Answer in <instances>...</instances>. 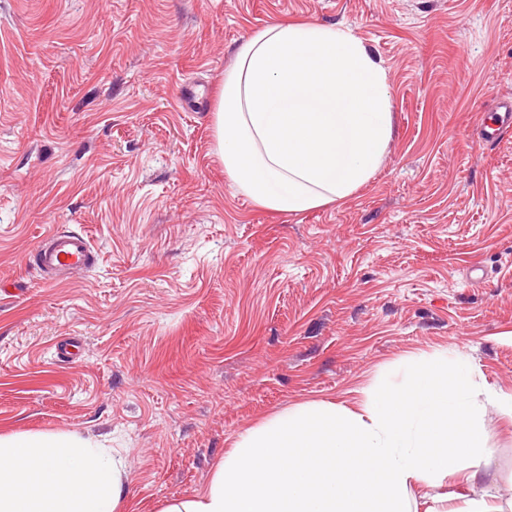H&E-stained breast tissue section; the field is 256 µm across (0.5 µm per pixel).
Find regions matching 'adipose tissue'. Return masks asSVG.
Masks as SVG:
<instances>
[{
  "label": "adipose tissue",
  "mask_w": 512,
  "mask_h": 512,
  "mask_svg": "<svg viewBox=\"0 0 512 512\" xmlns=\"http://www.w3.org/2000/svg\"><path fill=\"white\" fill-rule=\"evenodd\" d=\"M212 150L256 205L296 214L349 198L380 167L392 133L387 73L333 24L273 22L224 74ZM404 388L355 410L306 403L240 434L204 488L159 512H419L418 488L463 484L451 512H512L478 490L491 454L465 360L406 366ZM121 458L76 432L0 435V512H129Z\"/></svg>",
  "instance_id": "ef3b65f1"
}]
</instances>
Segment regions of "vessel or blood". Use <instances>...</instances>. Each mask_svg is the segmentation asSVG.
<instances>
[{"mask_svg": "<svg viewBox=\"0 0 512 512\" xmlns=\"http://www.w3.org/2000/svg\"><path fill=\"white\" fill-rule=\"evenodd\" d=\"M30 260L40 272L53 275L91 266L94 251L85 234L52 232L39 241Z\"/></svg>", "mask_w": 512, "mask_h": 512, "instance_id": "vessel-or-blood-1", "label": "vessel or blood"}]
</instances>
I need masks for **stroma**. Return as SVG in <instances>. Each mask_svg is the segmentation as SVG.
Returning a JSON list of instances; mask_svg holds the SVG:
<instances>
[{
  "label": "stroma",
  "mask_w": 512,
  "mask_h": 512,
  "mask_svg": "<svg viewBox=\"0 0 512 512\" xmlns=\"http://www.w3.org/2000/svg\"><path fill=\"white\" fill-rule=\"evenodd\" d=\"M278 21L351 30L393 100L375 175L297 214L212 152L235 48ZM508 98L512 0H0V433L92 437L159 512L275 412L356 408L408 359L461 355L511 488L512 131L476 129ZM56 230L94 264L30 266Z\"/></svg>",
  "instance_id": "35a3bbf8"
}]
</instances>
